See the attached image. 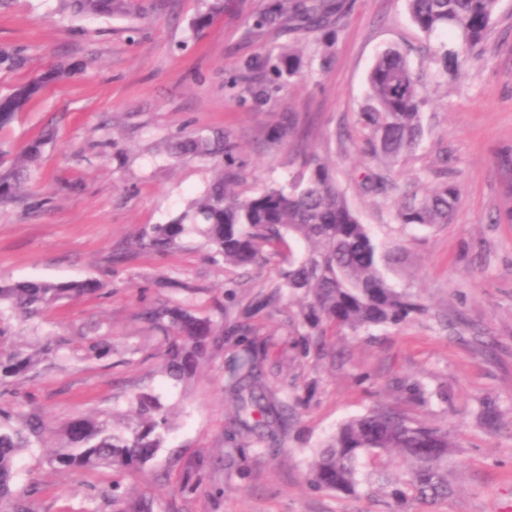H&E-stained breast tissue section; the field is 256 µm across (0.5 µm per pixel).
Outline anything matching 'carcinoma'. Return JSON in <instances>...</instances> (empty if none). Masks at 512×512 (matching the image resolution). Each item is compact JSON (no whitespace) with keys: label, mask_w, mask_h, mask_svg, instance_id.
<instances>
[{"label":"carcinoma","mask_w":512,"mask_h":512,"mask_svg":"<svg viewBox=\"0 0 512 512\" xmlns=\"http://www.w3.org/2000/svg\"><path fill=\"white\" fill-rule=\"evenodd\" d=\"M412 22L428 37L446 36L434 59L437 74L454 79L462 67L481 53L497 23L500 0H405ZM205 9L190 23L195 31L206 28L224 13V0H204ZM353 0H272L258 25L299 20L312 31L328 30L351 12ZM75 14L111 18L139 17L138 0H70ZM332 30V29H330ZM337 33V30H332ZM302 57L291 50L278 57L274 70L294 76ZM24 65L21 50L0 47V69ZM69 74L64 65L45 72L0 95V129L24 111L48 83ZM426 103V84L407 56L395 47L383 49L368 76V101L362 122L368 129L366 153L384 165L410 152L422 135L421 112ZM50 139L31 143L7 168L0 167V199L24 190L26 172ZM171 154L203 158L224 155V167L216 170L207 190L193 198L186 209L166 224L142 231L141 243L158 252L175 249L183 235L201 234L224 263L236 268L258 265L290 240L302 241L307 251L279 273L280 284L258 295L242 310L251 317L280 303L282 292L299 299L298 310L288 317L289 336L303 355L320 352L331 330L354 333L375 327L400 325L424 311L411 294L393 288L378 268L377 245L339 189L335 163L313 155L286 186L267 187L243 197L235 186L241 180L234 166L233 146L222 132L178 140ZM459 189L443 182L422 199L406 197L395 221L404 225L446 224L458 202ZM105 285L93 279L64 282L0 279V307L16 317L33 321L63 300L93 295ZM140 318L165 333L161 372L173 386L184 385L197 375L211 349L224 337L237 336L242 350L228 369V395L238 451L247 457L251 438H275L286 422L288 405L278 401L265 381L264 349L245 337L249 329L237 321H215L188 306L146 307ZM60 346L45 337L33 352L15 344L0 319V383L34 370L40 361L57 356ZM135 420L121 431L107 415L78 416L59 430L60 442L49 463L65 471L110 469L126 473L143 468L164 448L174 418L160 397L142 391L131 400ZM45 425L20 412L0 410V504L10 512H29L15 495L11 483L17 477L20 453L43 445ZM455 444L448 428L416 421L395 409H373L340 424L314 449L306 474L307 486L317 492L355 498L373 494L374 478H383V503L387 512H419V507L448 498V464ZM397 458L401 468L385 474L386 461ZM110 499L123 505L121 512H154V500L126 498L116 482Z\"/></svg>","instance_id":"cac0c4a2"}]
</instances>
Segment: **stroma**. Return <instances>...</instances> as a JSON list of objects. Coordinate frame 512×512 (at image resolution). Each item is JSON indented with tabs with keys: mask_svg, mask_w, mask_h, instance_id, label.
Listing matches in <instances>:
<instances>
[{
	"mask_svg": "<svg viewBox=\"0 0 512 512\" xmlns=\"http://www.w3.org/2000/svg\"><path fill=\"white\" fill-rule=\"evenodd\" d=\"M268 2L224 0L223 14L199 33L189 22L201 0H141L144 14L132 19L75 17L59 0L0 7V46L21 48L26 58L23 69L0 72V94L60 60L79 69L0 129V149L10 156L53 130L23 196L0 204V278L96 279L112 289L58 303L35 328L10 320L16 344L57 336L65 357L0 385V407L43 421L50 447L58 428L82 413L130 421V401L141 391L160 395L176 414L158 459L119 478L108 469L62 472L41 451L26 453L19 486L30 512H115L102 492L116 479L129 495L153 496L155 512H382L379 499L315 492L304 481L314 448L375 407L447 426L458 446L454 492L437 512L512 508V224L495 221L512 208L496 162L512 147V0H500L482 54L453 82L435 78L432 57L442 40L413 25L404 0H355L327 64L319 33L285 22L254 28ZM388 46L424 74L428 102L419 147L389 169L392 189L375 195L363 188L377 162L361 151L360 117L368 72ZM291 48L302 53L298 75L256 69L266 55ZM214 130L235 146L245 196L288 184L310 155L335 160L340 189L378 245L382 274L426 307L398 326L327 336L323 354L305 360L288 343L287 313L252 319L272 390L302 402L276 441L251 445L244 477L230 463L238 442L224 390L236 338L175 388L160 371L163 332L137 317L160 302L212 316L221 306L238 311L269 292L289 257L304 251L295 242L289 254L244 271L226 266L194 232L169 252L139 246L144 227L179 215L224 163L171 158L169 142ZM448 179L461 190L450 223H396L404 194L427 195ZM92 338L110 352L89 353ZM414 386L425 402L411 400ZM444 388L450 399L440 398ZM484 407L498 414L497 430L477 421ZM188 475L198 488L184 495L178 485Z\"/></svg>",
	"mask_w": 512,
	"mask_h": 512,
	"instance_id": "stroma-1",
	"label": "stroma"
}]
</instances>
